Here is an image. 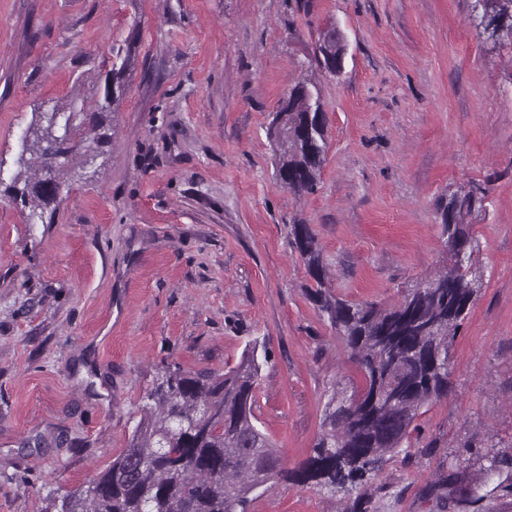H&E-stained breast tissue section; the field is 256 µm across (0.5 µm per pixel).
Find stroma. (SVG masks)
Returning <instances> with one entry per match:
<instances>
[{
  "label": "stroma",
  "instance_id": "obj_1",
  "mask_svg": "<svg viewBox=\"0 0 512 512\" xmlns=\"http://www.w3.org/2000/svg\"><path fill=\"white\" fill-rule=\"evenodd\" d=\"M469 0H0V512H51L127 445L167 369L237 365L263 342L255 414L283 466L312 453L332 392L361 383L291 243L317 235L332 295L396 304L447 264L435 204L468 216L483 285L451 347L447 398L357 490L275 478L249 512H512V45ZM340 77L310 59L329 31ZM127 93L97 157L72 154L34 216L14 192L39 113L86 124L114 52ZM317 86L328 152L314 192L276 178L267 126Z\"/></svg>",
  "mask_w": 512,
  "mask_h": 512
}]
</instances>
